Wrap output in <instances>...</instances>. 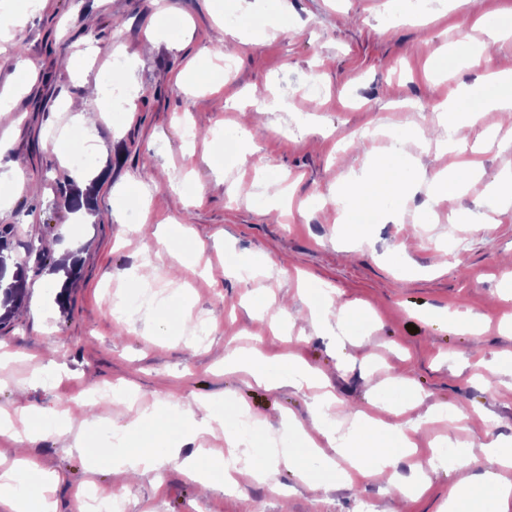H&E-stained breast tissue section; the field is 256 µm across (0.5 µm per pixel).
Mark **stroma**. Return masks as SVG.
<instances>
[{"mask_svg":"<svg viewBox=\"0 0 512 512\" xmlns=\"http://www.w3.org/2000/svg\"><path fill=\"white\" fill-rule=\"evenodd\" d=\"M237 16L265 23L242 28L238 43L225 35ZM0 17L35 67L0 117V171L19 157L26 163L21 189L0 181V226H13L19 260L46 239L81 255L66 306L55 302V277L32 272L25 306L0 325V352L13 355L0 366V414L26 405L36 429L21 443L0 434V470L24 446L35 478L51 479L53 512H74L84 489L123 494L131 512H442L457 473L436 460L438 442L477 456L486 444H512V212L488 230L464 222L481 211L489 185L512 172V151L479 147L482 171L461 192L440 200L416 188L399 199L397 221L364 225L358 245L325 202L395 137L405 141V173L455 167V154L432 139L418 145L410 131L431 129L435 106L461 86L470 89L459 100L464 108L494 95L485 64L461 49L512 68V39L486 33L512 26V0L460 8L435 0L419 16L408 0H0ZM149 33L156 46L146 53ZM218 45L233 60L225 72L214 60ZM442 46L456 54L451 66L436 53ZM74 54L82 69H64L61 59ZM117 59L132 93L98 117L75 151L70 103L87 85L108 87ZM313 84L320 98L310 96ZM255 86L282 98L284 111H248ZM240 126L254 131V153L237 141ZM189 127L197 131L191 140ZM362 129L374 138L348 142ZM83 173L97 184L87 224L58 192ZM280 176L292 183L290 213L281 218L259 188ZM146 212L170 222L133 232ZM452 212L458 223H449ZM323 289L359 313L343 337L312 320ZM146 290L148 301L113 318L112 300ZM262 295L269 305L259 306ZM443 308L475 316L478 333L436 320ZM254 348L322 371L337 420L379 399L425 421L415 456L395 466L399 483H423V492L397 497L371 480L324 474L307 483L283 467L265 483L244 472L237 487L217 475L204 488L173 464L125 487L109 463L96 461L99 445L123 437L130 419L156 413L160 435L182 456L222 451L232 405L249 409L259 426L249 457L274 442L295 443L282 423L312 421L311 391L286 384L269 392L224 368L225 358ZM124 380L136 393L131 413L109 402L84 405L88 393ZM186 405L210 423L195 439L179 420ZM459 406L470 419L443 420ZM78 434L84 446L76 450L70 441Z\"/></svg>","mask_w":512,"mask_h":512,"instance_id":"stroma-1","label":"stroma"}]
</instances>
